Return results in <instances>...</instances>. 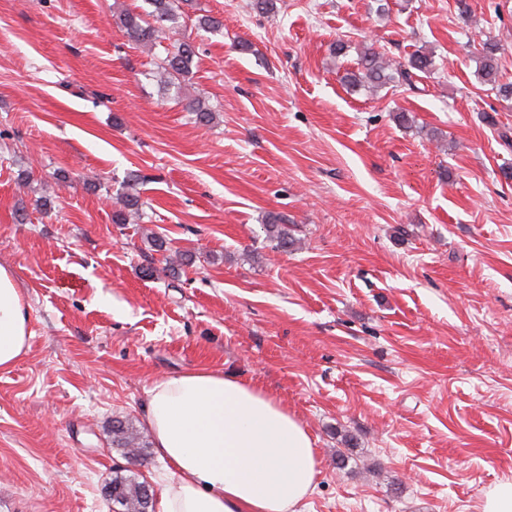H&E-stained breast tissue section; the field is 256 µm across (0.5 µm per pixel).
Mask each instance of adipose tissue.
Wrapping results in <instances>:
<instances>
[{"mask_svg": "<svg viewBox=\"0 0 512 512\" xmlns=\"http://www.w3.org/2000/svg\"><path fill=\"white\" fill-rule=\"evenodd\" d=\"M30 336L16 275L0 266V370L25 356ZM144 419L168 469L159 512H304L315 491L306 425L249 381L205 369L157 380Z\"/></svg>", "mask_w": 512, "mask_h": 512, "instance_id": "1", "label": "adipose tissue"}]
</instances>
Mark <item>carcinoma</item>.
Here are the masks:
<instances>
[{"label": "carcinoma", "instance_id": "carcinoma-1", "mask_svg": "<svg viewBox=\"0 0 512 512\" xmlns=\"http://www.w3.org/2000/svg\"><path fill=\"white\" fill-rule=\"evenodd\" d=\"M150 10L145 13L124 11L118 15V22L128 38L149 50L153 49L166 32L173 29L179 19V0H145ZM500 51L498 42L486 39L481 43L478 76L491 90L505 99H512V82H503L499 74ZM197 47L190 40H182L174 50L166 53L156 62L160 81L172 85L192 72ZM435 68L432 54L419 50L402 64L394 62L384 54L370 47L360 53L359 67L346 73L344 81L348 88L375 91L389 85L394 87L411 83L412 71L430 73ZM188 110L195 113L196 120L207 125L213 120V110L201 99L188 102ZM142 203L136 194H127L121 200V207L112 214L115 224H132L142 219ZM267 236L283 248L294 244L291 229L286 224L268 221L264 225ZM112 443L126 450L128 459L139 462L143 459L146 442L140 432L120 418L112 420ZM146 482L136 476L119 472L112 477V501L123 507V512H143V488Z\"/></svg>", "mask_w": 512, "mask_h": 512}]
</instances>
